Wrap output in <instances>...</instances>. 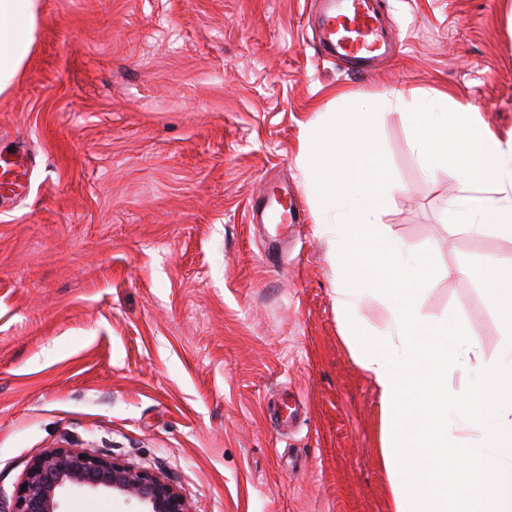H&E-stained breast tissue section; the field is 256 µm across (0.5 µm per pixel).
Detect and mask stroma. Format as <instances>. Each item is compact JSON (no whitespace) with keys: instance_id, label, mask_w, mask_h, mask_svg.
Segmentation results:
<instances>
[{"instance_id":"1","label":"stroma","mask_w":512,"mask_h":512,"mask_svg":"<svg viewBox=\"0 0 512 512\" xmlns=\"http://www.w3.org/2000/svg\"><path fill=\"white\" fill-rule=\"evenodd\" d=\"M397 46L364 73L319 45L315 0H41L0 95V490L63 438L163 472L193 512H393L379 392L349 349L342 285L303 165L307 129L380 104L401 190L387 233L434 250L419 296L475 357L501 328L467 261L512 239L451 229L402 118L433 90L512 137V0H379ZM295 219L276 236L266 195ZM102 492L61 512H136Z\"/></svg>"}]
</instances>
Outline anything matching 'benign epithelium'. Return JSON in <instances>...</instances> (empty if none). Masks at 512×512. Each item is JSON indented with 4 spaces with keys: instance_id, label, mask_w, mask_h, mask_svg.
Wrapping results in <instances>:
<instances>
[{
    "instance_id": "benign-epithelium-1",
    "label": "benign epithelium",
    "mask_w": 512,
    "mask_h": 512,
    "mask_svg": "<svg viewBox=\"0 0 512 512\" xmlns=\"http://www.w3.org/2000/svg\"><path fill=\"white\" fill-rule=\"evenodd\" d=\"M104 490L138 503L141 512H193L166 476L63 439L29 463L11 496L0 490V512H61L65 493Z\"/></svg>"
}]
</instances>
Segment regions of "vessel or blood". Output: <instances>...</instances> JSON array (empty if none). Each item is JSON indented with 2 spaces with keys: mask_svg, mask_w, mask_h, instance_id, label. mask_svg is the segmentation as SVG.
I'll return each mask as SVG.
<instances>
[{
  "mask_svg": "<svg viewBox=\"0 0 512 512\" xmlns=\"http://www.w3.org/2000/svg\"><path fill=\"white\" fill-rule=\"evenodd\" d=\"M319 18L328 48L363 70L391 47L378 0H321Z\"/></svg>",
  "mask_w": 512,
  "mask_h": 512,
  "instance_id": "1",
  "label": "vessel or blood"
}]
</instances>
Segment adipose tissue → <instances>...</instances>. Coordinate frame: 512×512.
Wrapping results in <instances>:
<instances>
[{
  "label": "adipose tissue",
  "mask_w": 512,
  "mask_h": 512,
  "mask_svg": "<svg viewBox=\"0 0 512 512\" xmlns=\"http://www.w3.org/2000/svg\"><path fill=\"white\" fill-rule=\"evenodd\" d=\"M38 17L39 0H0V94L23 72ZM404 118L426 178L447 172L455 180L449 227L512 238V139L485 127L477 106L438 91L417 98Z\"/></svg>",
  "instance_id": "1"
}]
</instances>
